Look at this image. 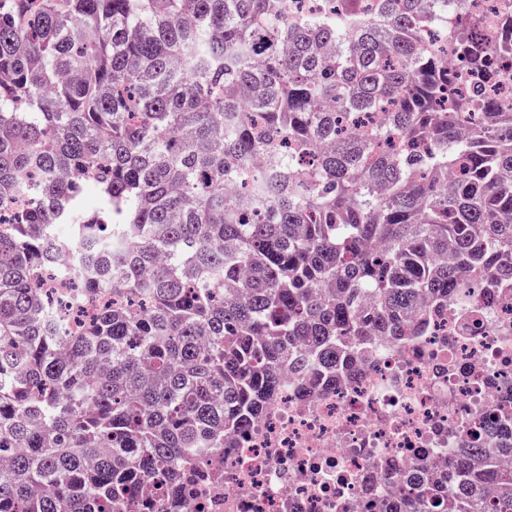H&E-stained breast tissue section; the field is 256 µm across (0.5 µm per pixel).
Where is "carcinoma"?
I'll return each instance as SVG.
<instances>
[{"instance_id":"carcinoma-1","label":"carcinoma","mask_w":512,"mask_h":512,"mask_svg":"<svg viewBox=\"0 0 512 512\" xmlns=\"http://www.w3.org/2000/svg\"><path fill=\"white\" fill-rule=\"evenodd\" d=\"M289 2L0 0V512H183L284 369L317 392L512 289V38ZM69 250L112 296L77 332L37 288ZM483 432L400 512H512Z\"/></svg>"}]
</instances>
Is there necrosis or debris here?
Here are the masks:
<instances>
[{"label":"necrosis or debris","mask_w":512,"mask_h":512,"mask_svg":"<svg viewBox=\"0 0 512 512\" xmlns=\"http://www.w3.org/2000/svg\"><path fill=\"white\" fill-rule=\"evenodd\" d=\"M40 286L71 313V326L99 306L74 303L57 273ZM511 398L509 289L477 325L463 327L448 312L415 342L354 359L335 387L307 395L288 382L225 449L223 482L197 480L191 496L201 512H382L417 467L445 490L449 458Z\"/></svg>","instance_id":"1"}]
</instances>
